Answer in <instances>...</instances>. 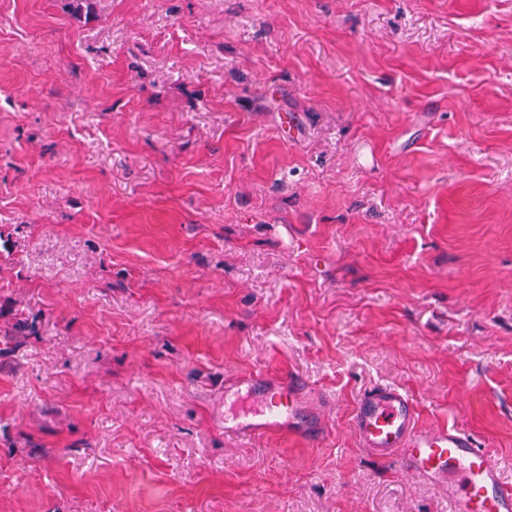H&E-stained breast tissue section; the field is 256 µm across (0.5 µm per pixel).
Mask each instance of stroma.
I'll return each instance as SVG.
<instances>
[{"label": "stroma", "mask_w": 512, "mask_h": 512, "mask_svg": "<svg viewBox=\"0 0 512 512\" xmlns=\"http://www.w3.org/2000/svg\"><path fill=\"white\" fill-rule=\"evenodd\" d=\"M385 385L512 483V0H0V512H451ZM244 387L252 396L265 397L270 393H279L284 398L283 410L261 408L251 415L235 419H224V431L230 435H261L295 433L306 444H316L323 437L321 421L318 416L307 411L301 402L304 383L301 379L288 377L281 385L255 375L239 378L233 389Z\"/></svg>", "instance_id": "35a3bbf8"}]
</instances>
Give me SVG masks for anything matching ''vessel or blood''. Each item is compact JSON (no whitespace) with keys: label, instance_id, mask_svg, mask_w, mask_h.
I'll return each mask as SVG.
<instances>
[{"label":"vessel or blood","instance_id":"vessel-or-blood-1","mask_svg":"<svg viewBox=\"0 0 512 512\" xmlns=\"http://www.w3.org/2000/svg\"><path fill=\"white\" fill-rule=\"evenodd\" d=\"M236 385L253 396L279 394L284 407L225 419V433L292 432L310 445L322 439L319 417L301 402V379L291 377L278 384L255 375L238 379ZM351 428L367 455L398 457L408 475L447 486L451 512H512V484L504 481L499 466L473 435L456 426L420 424L406 392L387 386L371 390L359 400Z\"/></svg>","mask_w":512,"mask_h":512}]
</instances>
